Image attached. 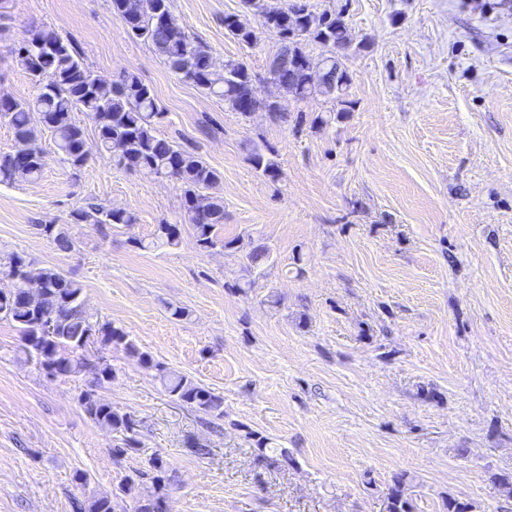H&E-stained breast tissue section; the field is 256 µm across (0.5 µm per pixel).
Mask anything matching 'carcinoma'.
<instances>
[{
	"instance_id": "1",
	"label": "carcinoma",
	"mask_w": 512,
	"mask_h": 512,
	"mask_svg": "<svg viewBox=\"0 0 512 512\" xmlns=\"http://www.w3.org/2000/svg\"><path fill=\"white\" fill-rule=\"evenodd\" d=\"M112 17L137 40L161 58L180 79L224 101L232 111L246 118L260 108L280 119L279 98L297 100L324 98L347 112L352 102L346 99L352 75L336 52L352 47L345 11H317L309 0L284 7L268 0H241L242 8L273 28L282 37L279 56L272 62V90L259 97L257 76L242 62L228 60L217 67L210 48L199 38L185 32L173 18L172 0H110ZM224 26L241 43L251 45L255 32L233 15L224 17ZM323 48L319 63H312L309 44ZM38 85L37 95L26 101L15 98L0 102V122L12 130L19 147L0 154V184L35 181L43 171L44 155L38 146V134H51L62 159L73 168L83 167L85 131L78 114L95 124L102 152L117 166L157 180L173 179L183 191L182 209L196 244L204 249L218 245L227 248L233 242L219 236L224 225V199L212 193L221 174L196 153L156 134L163 119L153 90L136 75L124 73L110 81L99 78L85 64L82 52L71 39L50 27L27 30L10 54ZM255 168L273 180L281 177L278 164L263 150L253 149ZM76 224L99 227L103 224L129 227L135 217L123 209L107 208L88 201L75 209ZM43 233L61 251H70L75 242L67 231L46 224ZM181 225L159 224L154 240L137 241L147 250L157 243L176 246ZM249 265L260 267L271 260L269 249L257 244L245 253ZM0 271L14 278L13 288L0 290V320L19 333L21 350L34 358L41 369L54 376H71L89 367L84 351L97 344L103 350L112 346L138 356L145 364L151 359L139 352L134 341L121 328L100 322L84 309L83 288L75 279L52 268H34L18 254L0 263ZM162 372V386L174 400L216 418L224 416L223 399L183 375ZM81 405L89 418L121 441L115 452L138 448L139 424L126 413L112 409L91 390L82 394ZM405 475L393 479L385 497L386 512H413L404 492Z\"/></svg>"
}]
</instances>
